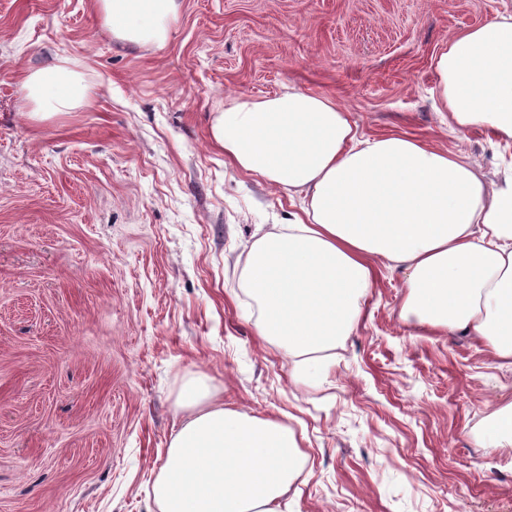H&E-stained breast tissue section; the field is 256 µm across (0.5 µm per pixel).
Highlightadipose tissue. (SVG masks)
<instances>
[{
    "mask_svg": "<svg viewBox=\"0 0 512 512\" xmlns=\"http://www.w3.org/2000/svg\"><path fill=\"white\" fill-rule=\"evenodd\" d=\"M179 8L97 0L113 37L155 47ZM435 70L449 125L512 141V15L451 36ZM21 91L34 122L86 100L66 61L29 72ZM209 137L240 171L303 197L300 215L255 230L242 268L256 333L294 359V380L334 358L385 262L405 275L406 316L475 336L512 366V177L491 185L463 155L406 135L364 137L345 108L292 88L230 100ZM180 406L189 415L153 487L161 512H287L302 456L287 424L224 407L201 378Z\"/></svg>",
    "mask_w": 512,
    "mask_h": 512,
    "instance_id": "obj_1",
    "label": "adipose tissue"
}]
</instances>
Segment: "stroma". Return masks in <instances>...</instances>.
Returning a JSON list of instances; mask_svg holds the SVG:
<instances>
[{
    "label": "stroma",
    "instance_id": "35a3bbf8",
    "mask_svg": "<svg viewBox=\"0 0 512 512\" xmlns=\"http://www.w3.org/2000/svg\"><path fill=\"white\" fill-rule=\"evenodd\" d=\"M512 0H180L170 42H123L95 0H0V512H160L153 484L204 378L295 429L292 512H512V443L489 414L512 368L401 314L380 267L315 381L255 332L237 257L302 199L237 171L208 118L293 87L368 138L405 134L499 182L512 146L443 122L435 59ZM68 58L86 104L28 121L25 73Z\"/></svg>",
    "mask_w": 512,
    "mask_h": 512
}]
</instances>
